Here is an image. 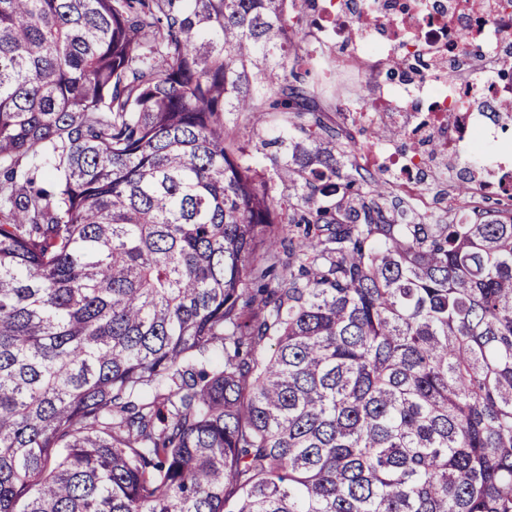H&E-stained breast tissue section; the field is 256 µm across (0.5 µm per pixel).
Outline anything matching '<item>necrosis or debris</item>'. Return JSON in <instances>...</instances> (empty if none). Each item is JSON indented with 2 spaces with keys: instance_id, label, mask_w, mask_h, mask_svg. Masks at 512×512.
Returning a JSON list of instances; mask_svg holds the SVG:
<instances>
[{
  "instance_id": "1",
  "label": "necrosis or debris",
  "mask_w": 512,
  "mask_h": 512,
  "mask_svg": "<svg viewBox=\"0 0 512 512\" xmlns=\"http://www.w3.org/2000/svg\"><path fill=\"white\" fill-rule=\"evenodd\" d=\"M304 41L337 120L361 129L352 154L423 216L476 217L512 201V0H315ZM401 132L404 150L370 137ZM465 158L470 199L440 179L435 151Z\"/></svg>"
}]
</instances>
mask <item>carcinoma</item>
<instances>
[{"mask_svg": "<svg viewBox=\"0 0 512 512\" xmlns=\"http://www.w3.org/2000/svg\"><path fill=\"white\" fill-rule=\"evenodd\" d=\"M301 1L0 0V512H512V217L349 161ZM227 127L231 134L235 135L245 146L252 160L260 171L262 177L268 179L273 194L282 201H288V188H285L273 170V163L269 159L270 149L263 147L262 140L269 139L273 131L281 128V121L277 118L266 117L257 121L249 114L237 113L227 116Z\"/></svg>", "mask_w": 512, "mask_h": 512, "instance_id": "cac0c4a2", "label": "carcinoma"}]
</instances>
